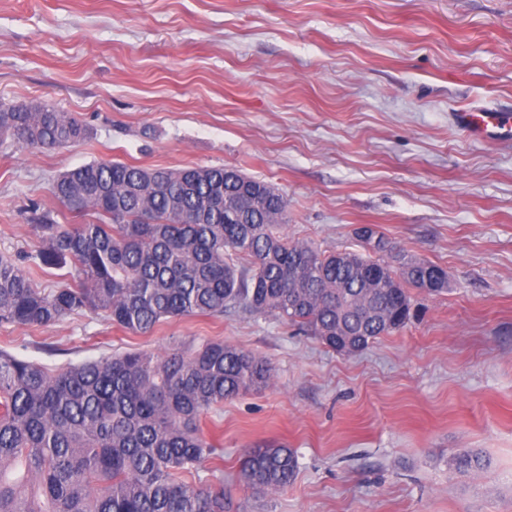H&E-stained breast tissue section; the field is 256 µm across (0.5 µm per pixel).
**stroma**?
I'll return each mask as SVG.
<instances>
[{
    "label": "stroma",
    "instance_id": "obj_1",
    "mask_svg": "<svg viewBox=\"0 0 512 512\" xmlns=\"http://www.w3.org/2000/svg\"><path fill=\"white\" fill-rule=\"evenodd\" d=\"M32 102L90 136L0 144V253L22 271L42 215L80 221L52 180L107 159L236 169L287 201L288 240L357 250L369 225L449 290L411 289L415 318L354 356L238 308L147 335L89 311L3 325L0 349L63 367L209 339L270 361L268 387L201 422L232 512H512V141L454 122L512 113V0H0V104ZM259 445L296 450L285 491L239 484ZM465 449L491 466L456 472Z\"/></svg>",
    "mask_w": 512,
    "mask_h": 512
}]
</instances>
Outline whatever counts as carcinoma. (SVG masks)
I'll list each match as a JSON object with an SVG mask.
<instances>
[{"label":"carcinoma","mask_w":512,"mask_h":512,"mask_svg":"<svg viewBox=\"0 0 512 512\" xmlns=\"http://www.w3.org/2000/svg\"><path fill=\"white\" fill-rule=\"evenodd\" d=\"M88 128L41 103L0 105V142L39 152L85 140ZM232 168L92 162L59 174L52 196L96 221L36 225V270L71 268L74 283L40 288L0 255V325L45 327L85 311L136 334L228 308L268 315L342 355L360 354L411 317L408 287L448 291L446 271L377 231L364 251L290 241L287 204ZM270 362L202 341L164 356L127 352L51 367L0 349V512H228L221 469L189 482L219 448L204 416L268 386ZM489 459L464 450L461 474ZM299 470L291 448H251L242 485L279 493Z\"/></svg>","instance_id":"obj_1"}]
</instances>
